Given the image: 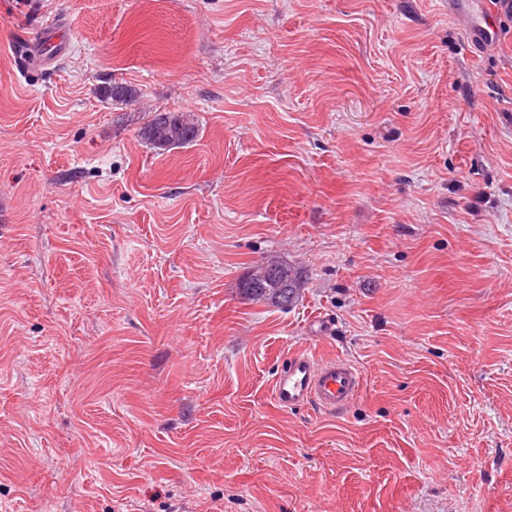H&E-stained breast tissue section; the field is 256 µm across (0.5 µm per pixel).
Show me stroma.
<instances>
[{"label": "stroma", "mask_w": 512, "mask_h": 512, "mask_svg": "<svg viewBox=\"0 0 512 512\" xmlns=\"http://www.w3.org/2000/svg\"><path fill=\"white\" fill-rule=\"evenodd\" d=\"M473 3L0 0V512H512V19ZM276 256L288 309L238 289ZM298 352L360 395L280 410ZM197 132L194 119L183 112H154L140 128L141 137L153 148L163 151L190 143Z\"/></svg>", "instance_id": "1"}]
</instances>
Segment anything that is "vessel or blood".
<instances>
[{
	"mask_svg": "<svg viewBox=\"0 0 512 512\" xmlns=\"http://www.w3.org/2000/svg\"><path fill=\"white\" fill-rule=\"evenodd\" d=\"M362 377L358 369L343 358L316 360L299 352L288 359L272 381V399L288 411L307 404L335 414L345 410L359 395Z\"/></svg>",
	"mask_w": 512,
	"mask_h": 512,
	"instance_id": "b4317fda",
	"label": "vessel or blood"
}]
</instances>
